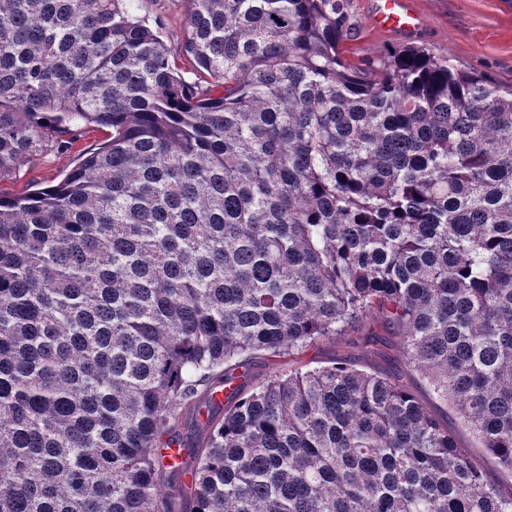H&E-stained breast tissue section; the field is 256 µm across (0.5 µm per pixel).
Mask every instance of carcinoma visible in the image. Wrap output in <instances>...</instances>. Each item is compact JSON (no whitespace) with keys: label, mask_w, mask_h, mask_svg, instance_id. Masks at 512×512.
Here are the masks:
<instances>
[{"label":"carcinoma","mask_w":512,"mask_h":512,"mask_svg":"<svg viewBox=\"0 0 512 512\" xmlns=\"http://www.w3.org/2000/svg\"><path fill=\"white\" fill-rule=\"evenodd\" d=\"M184 2L188 70L131 0H0V180L111 130L0 193V512H512V88L354 65L345 0ZM355 334L486 467L390 374L233 375ZM107 133L93 126L80 129L67 149L56 146L40 156L24 162L8 178L0 181V190L5 195L27 193L59 182L64 175L78 166L83 158L107 138ZM348 361L364 369L387 372L396 376L432 411L440 414L446 420L448 414V425L457 432L461 446L470 448L475 459L483 464L484 450L475 448L471 434L465 430L446 406L429 396L424 388V382L407 364L399 340L395 336H383L378 343L374 344H364L349 336L322 340L308 347L299 355H294L293 358L285 356L279 359L278 365L273 370L265 365L264 360L257 359L251 363L250 374L252 382L258 384L267 380L275 370L288 372V369L302 364L317 366Z\"/></svg>","instance_id":"obj_1"}]
</instances>
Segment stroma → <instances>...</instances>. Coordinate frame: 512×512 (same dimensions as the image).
I'll return each mask as SVG.
<instances>
[{
    "label": "stroma",
    "mask_w": 512,
    "mask_h": 512,
    "mask_svg": "<svg viewBox=\"0 0 512 512\" xmlns=\"http://www.w3.org/2000/svg\"><path fill=\"white\" fill-rule=\"evenodd\" d=\"M412 2L423 19V26L415 33L399 35L372 29L370 17L374 0H347L351 27L348 45L357 61L364 64L390 50L421 46L436 57L484 75L493 83L512 84V0ZM133 6L136 15L159 31L168 46L180 45L186 22L183 0H133ZM106 137V132L92 126L80 129L67 149L48 150L24 162L10 177L0 180V192L18 195L56 184ZM348 361L364 369L396 376L432 411L446 416L461 446L471 449L476 460H483L484 451L476 447L471 434L456 418L449 416L446 406L430 398L423 381L407 364L397 337L386 335L374 344L348 336L322 340L299 355L281 358L273 369L268 368L264 360H255L250 374L253 383L258 384L276 369L285 372L302 364L317 366Z\"/></svg>",
    "instance_id": "35a3bbf8"
}]
</instances>
